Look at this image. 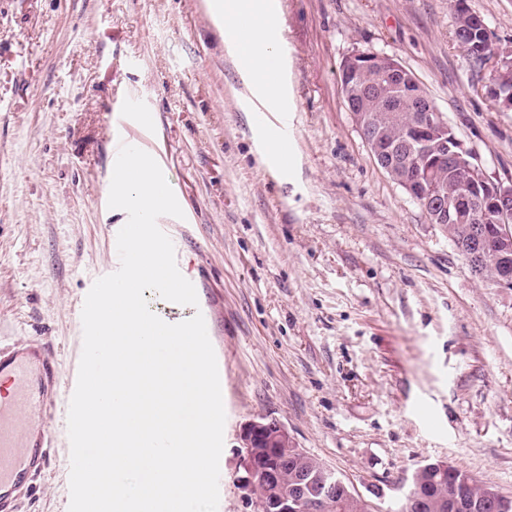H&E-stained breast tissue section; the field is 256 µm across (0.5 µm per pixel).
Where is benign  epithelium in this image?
Wrapping results in <instances>:
<instances>
[{"label":"benign epithelium","mask_w":512,"mask_h":512,"mask_svg":"<svg viewBox=\"0 0 512 512\" xmlns=\"http://www.w3.org/2000/svg\"><path fill=\"white\" fill-rule=\"evenodd\" d=\"M355 75L366 81L353 85L347 98L348 110L377 163L402 186L410 198L435 224H449L462 213L459 206L465 193L448 201L446 188L437 181L445 163L453 162L466 171L467 189L482 191L484 213L505 216L512 213V183L489 177L471 160L472 153L458 138H448L449 126L432 102L425 100L421 83L412 79L409 92L403 83L406 68L394 57L377 51H356L350 55ZM512 77V62L502 55L494 74L491 95L504 111L512 109V91L501 95L500 84ZM417 101V112L400 111L404 94ZM406 128L405 141L397 143L387 137L397 124ZM425 157L421 165L401 160L403 152ZM475 276L483 282L512 290V231L509 225L495 229L493 224H466L463 234L453 239ZM242 447L236 481L255 512H333L336 503L353 507V512H372L367 501L354 494L349 485L327 470L316 458L296 447L288 430L278 421L260 417L242 428ZM454 474L446 461L426 463L410 477L406 496L410 512H420L431 502L444 512H469L470 505L460 496L457 483L444 490L435 476ZM484 505L492 512H512V498L501 494L493 485L479 484Z\"/></svg>","instance_id":"obj_1"}]
</instances>
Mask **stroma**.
<instances>
[{"label":"stroma","instance_id":"1","mask_svg":"<svg viewBox=\"0 0 512 512\" xmlns=\"http://www.w3.org/2000/svg\"><path fill=\"white\" fill-rule=\"evenodd\" d=\"M453 0H276L290 164L203 0H0V346L78 363L79 298L111 265L118 109L154 112L151 154L185 214V277L224 371L218 512H251L240 431L266 416L375 512L444 460L512 496V290L479 280L375 163L341 90L357 50L396 57L488 176L512 181L494 67L454 38ZM512 51V0H465ZM67 438L20 512H68Z\"/></svg>","mask_w":512,"mask_h":512}]
</instances>
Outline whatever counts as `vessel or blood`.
<instances>
[{
    "label": "vessel or blood",
    "mask_w": 512,
    "mask_h": 512,
    "mask_svg": "<svg viewBox=\"0 0 512 512\" xmlns=\"http://www.w3.org/2000/svg\"><path fill=\"white\" fill-rule=\"evenodd\" d=\"M257 128L288 135L286 113L271 115L257 105ZM156 129L153 112L132 115V133L125 144L145 148ZM7 375L13 392L0 398V512H17V501L31 478L41 473L50 454L52 431L66 432L67 413L75 390L78 369L64 365L50 355V344L35 339L11 349L0 348V375Z\"/></svg>",
    "instance_id": "obj_1"
}]
</instances>
